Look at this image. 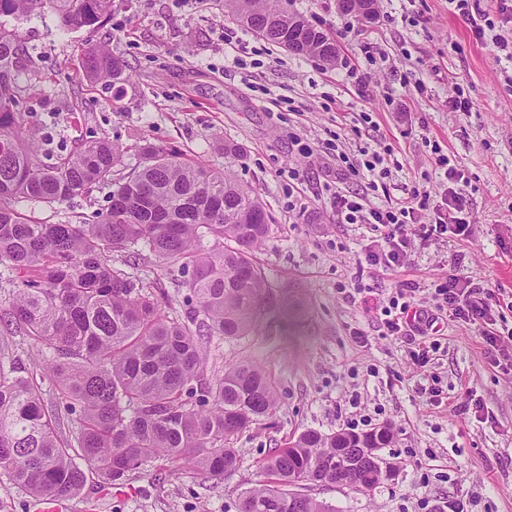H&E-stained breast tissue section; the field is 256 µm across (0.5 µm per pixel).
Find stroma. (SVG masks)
Masks as SVG:
<instances>
[{
    "label": "stroma",
    "mask_w": 512,
    "mask_h": 512,
    "mask_svg": "<svg viewBox=\"0 0 512 512\" xmlns=\"http://www.w3.org/2000/svg\"><path fill=\"white\" fill-rule=\"evenodd\" d=\"M290 6L335 36V65L292 55L225 20L222 0H112L103 26L77 33L61 30L49 12L5 20L33 57L22 110L42 155L68 153L80 138L105 139L119 145L129 169L144 143L175 148L231 171L272 216L254 254L267 279L264 313L247 336L206 344L205 378L247 359L278 388L272 417L236 441L239 469L212 477L159 459L109 490L88 465L68 512H239L240 492L261 478L260 461L289 435L382 426L394 434L380 451L392 478L368 493L317 484L304 494L334 512H450L453 504L512 512V361L485 358L478 331L445 320L437 352L416 367L409 353L419 335H386L374 307L398 288L427 296L451 274L512 290V61H497L492 44L512 18L498 0H481L493 27L479 38L450 0H377L369 22L334 0ZM349 23L355 36L341 38ZM236 39L254 50L243 68L233 63ZM91 42L128 64L121 91L84 75ZM458 89L469 110L449 108ZM333 139L335 151L327 147ZM378 142L392 145L396 159L384 187L332 176L337 153L355 166L361 147ZM305 145L313 156L302 153ZM438 148L466 178L472 241L419 242L398 272H373L364 259L371 230L342 223L337 192L362 193L377 206L421 186L438 194ZM109 192L17 208L75 224L105 210ZM2 346L8 364L36 377L45 405L56 404L45 370L51 352L19 331H1ZM429 386L442 390L446 405L429 404Z\"/></svg>",
    "instance_id": "35a3bbf8"
}]
</instances>
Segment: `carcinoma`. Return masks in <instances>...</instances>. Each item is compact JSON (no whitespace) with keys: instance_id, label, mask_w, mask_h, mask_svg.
<instances>
[{"instance_id":"obj_1","label":"carcinoma","mask_w":512,"mask_h":512,"mask_svg":"<svg viewBox=\"0 0 512 512\" xmlns=\"http://www.w3.org/2000/svg\"><path fill=\"white\" fill-rule=\"evenodd\" d=\"M375 4L351 0L345 12L371 20ZM111 8L112 0H0V17L49 10L60 29L77 31L102 25ZM224 13L262 39L279 45L285 37L299 55L336 62V40L280 0H224ZM29 63L19 30L0 22V267L17 284L0 322L53 352L59 404L74 417L75 435L61 439L59 413L45 406L37 383L5 368L1 352L0 477L37 498H67L85 483L77 455L114 485L160 458L229 475L240 466L235 439L270 418L277 388L249 361L203 381L202 345L210 336L246 335L264 311L266 278L254 251L270 232L266 208L227 171L151 143L125 173L117 169L119 147L100 139L40 159L19 111ZM82 68L91 81L127 79L126 65L104 44L85 50ZM101 185L113 190L93 224H47L14 207L61 205ZM145 252L178 271L187 310L127 272ZM357 436L305 430L289 437L264 461L265 479L239 495L240 512H332L286 490L299 482L339 477L373 490L380 480L369 471L346 473V459L361 454Z\"/></svg>"}]
</instances>
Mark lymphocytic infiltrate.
<instances>
[{
    "instance_id": "lymphocytic-infiltrate-1",
    "label": "lymphocytic infiltrate",
    "mask_w": 512,
    "mask_h": 512,
    "mask_svg": "<svg viewBox=\"0 0 512 512\" xmlns=\"http://www.w3.org/2000/svg\"><path fill=\"white\" fill-rule=\"evenodd\" d=\"M448 187L441 200L432 199L424 188H414L407 201L386 207L368 206L355 195H337L336 211L347 224L371 225L374 236L365 247L367 263L377 269L394 271L402 268L406 251L416 241L439 238L451 233L470 238L471 228L465 213L466 198L458 187L464 176L449 166L447 155H437ZM387 335H401L409 325L422 331L432 329L439 314L468 327L477 328L484 337L487 356L505 352L506 347L496 328L512 302L503 303L498 290L456 277L437 285L428 301L417 299L414 290L398 289L380 308Z\"/></svg>"
}]
</instances>
